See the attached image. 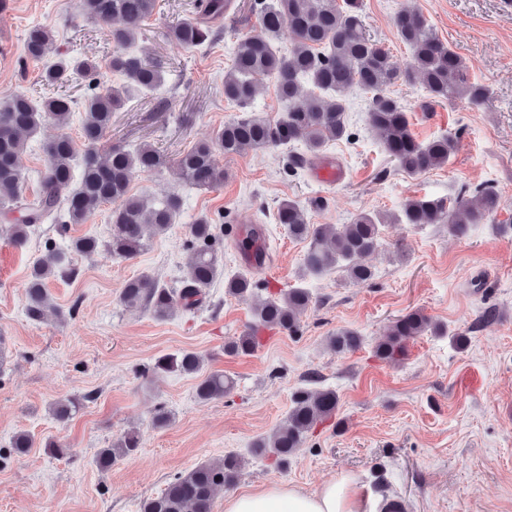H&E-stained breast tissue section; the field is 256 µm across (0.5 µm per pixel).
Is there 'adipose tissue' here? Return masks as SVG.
I'll return each mask as SVG.
<instances>
[{"mask_svg":"<svg viewBox=\"0 0 512 512\" xmlns=\"http://www.w3.org/2000/svg\"><path fill=\"white\" fill-rule=\"evenodd\" d=\"M224 512H362L351 478L343 477L313 490L273 484L227 500Z\"/></svg>","mask_w":512,"mask_h":512,"instance_id":"adipose-tissue-1","label":"adipose tissue"}]
</instances>
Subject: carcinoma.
Segmentation results:
<instances>
[{
  "label": "carcinoma",
  "instance_id": "1",
  "mask_svg": "<svg viewBox=\"0 0 512 512\" xmlns=\"http://www.w3.org/2000/svg\"><path fill=\"white\" fill-rule=\"evenodd\" d=\"M227 0H205L204 20L184 21L168 29L166 38L189 51H195L217 40L219 32L207 24L226 11ZM82 13L105 24L112 43L125 49L112 55L109 68L125 77V84L93 92L78 102L56 92L72 78L81 75L95 80L99 69L96 59L61 56L48 64L41 85L48 92L38 98L17 94L0 103V215L11 219V236L17 245L27 242L30 231L40 224H83L106 204L110 209L111 232L106 247L112 255L131 259L151 235H164L181 211L177 194L160 199L130 193L133 177L139 173L160 172L171 164V158L151 146L135 150L120 145L102 147L106 131L112 124V113L119 110L132 91L153 92L165 81L162 66L146 56L126 51L141 33L142 26L154 13L156 0H80ZM259 32L240 37L233 50L232 63L224 71V99L249 112V115L224 124L215 139L200 142L176 160L184 179L201 189H213L224 180L219 157L271 147L302 143L312 157L321 155L329 143L349 140L352 133L347 121L345 99L340 93L357 88L371 95L368 112L370 125L378 130L389 156L409 174H420L440 168L455 151V139L442 136L420 141L411 129L409 115L389 87L403 82L411 85L420 80L433 102L466 99L481 107L490 90L466 78L464 60L443 44L418 12L404 10L395 18L400 40L411 49L407 69L399 70L389 50L366 35L358 0H253ZM294 34L288 51L280 49L284 31ZM54 42L52 29L34 25L24 40L25 57L43 59ZM273 82L282 112L275 118L252 112L262 81ZM312 87L306 99H297L301 83ZM81 106L80 142L62 134L42 144L47 164L40 180V191L31 199L24 195L25 175L19 160L28 140L37 137L43 127L52 123L59 128L69 125L75 106ZM479 205L472 204L467 190H460L448 200L430 197L407 199L394 220L405 224H446L448 232L463 236L473 224H484L496 213L498 194L488 188L476 190ZM389 216L363 210L348 224H312L306 208L288 199L279 203L276 220L288 234L309 242L304 258L306 270L321 274L337 267L349 278L366 282L374 271L359 262L375 252L381 241V229ZM264 228L256 224L245 230L237 246L245 257L260 266L270 255L261 243ZM222 228L205 215L188 225L184 248L191 255L181 285L169 288L149 274L127 282L121 301L128 308L143 307L155 318L170 315L175 303L194 308L206 295L220 274L219 243ZM99 240L76 237L66 243L45 242L44 255L30 268L26 283V313L32 320L43 318L50 306L48 280L64 266L66 255H91ZM265 292L252 309L253 323L240 336L225 344L232 355H250L262 343L261 332L285 330L298 333L300 318L312 304L305 288L273 291L271 284L259 285L251 273L231 279L228 294L251 300L255 293ZM438 327L421 311L410 312L392 323L387 338L376 347V356L396 362L404 356L408 340ZM361 337L353 330H342L329 337V344L339 352L357 348ZM202 357L193 351H181L158 358L150 371L154 373L197 374ZM233 381L220 372L201 378L197 396L202 401L221 399L230 394ZM83 399L69 397L55 402L54 418L65 422L81 408ZM338 397L331 389H298L291 396L285 422L257 441L253 451L267 456L281 467L288 464L295 448L319 423L336 414ZM30 434L18 432L10 447L0 448V466L13 456L32 447ZM141 447L136 432L125 433L117 442L98 452L101 469L107 470L120 457L135 454ZM240 460L226 455L219 462L202 463L174 475L163 492L141 503V512H213V491L232 483L239 472Z\"/></svg>",
  "mask_w": 512,
  "mask_h": 512
}]
</instances>
